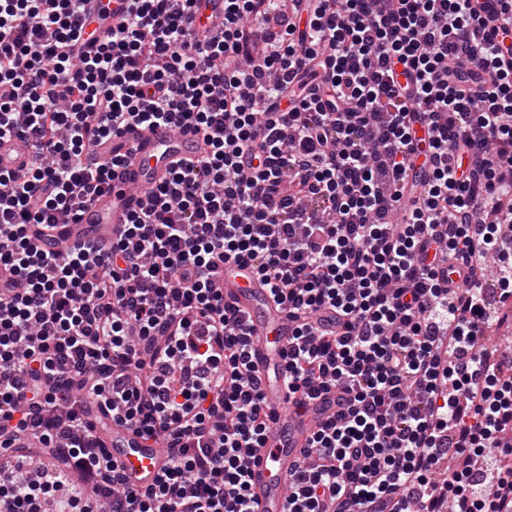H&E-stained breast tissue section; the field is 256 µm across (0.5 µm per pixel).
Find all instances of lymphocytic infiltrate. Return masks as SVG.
<instances>
[{
  "instance_id": "obj_1",
  "label": "lymphocytic infiltrate",
  "mask_w": 512,
  "mask_h": 512,
  "mask_svg": "<svg viewBox=\"0 0 512 512\" xmlns=\"http://www.w3.org/2000/svg\"><path fill=\"white\" fill-rule=\"evenodd\" d=\"M224 0L199 37L193 0H133L96 52L84 0H0V512H255L249 465L272 413L249 331L215 286L252 263L297 323L295 405L342 386L350 406L303 450L288 512H512V360L480 276L512 296V13L482 0ZM426 123L431 174L395 215ZM190 125L205 158L173 167L108 246L39 252L110 189L130 124ZM50 195L30 196L40 182ZM463 274L453 285L449 272ZM334 310L337 329L315 316ZM165 442L141 491L82 408ZM56 455L28 478L26 449ZM32 151V143L26 139L13 138L0 145V169H17L24 164Z\"/></svg>"
}]
</instances>
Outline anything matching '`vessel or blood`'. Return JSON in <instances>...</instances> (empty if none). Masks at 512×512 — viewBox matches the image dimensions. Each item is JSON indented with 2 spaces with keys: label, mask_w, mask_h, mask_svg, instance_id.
Wrapping results in <instances>:
<instances>
[{
  "label": "vessel or blood",
  "mask_w": 512,
  "mask_h": 512,
  "mask_svg": "<svg viewBox=\"0 0 512 512\" xmlns=\"http://www.w3.org/2000/svg\"><path fill=\"white\" fill-rule=\"evenodd\" d=\"M129 7V0L86 3L100 35L124 19ZM192 12L198 32L215 33L224 19V0H194ZM31 151V142L22 138L1 143L0 169L19 168ZM207 152L203 135L191 130L174 131L166 126L123 129L100 142L87 156L88 166L94 167L112 156L125 155L126 162L116 170L111 189L96 196L76 219L58 224L51 236L34 237L33 245L43 251H59L90 240L111 242L130 212L164 181L176 161L197 160ZM216 284L225 302L246 320L250 358L261 380L264 401L275 413L265 444L249 469L250 494L256 512H287L288 477L302 448L329 418L347 406L350 394L338 387L307 400L301 409L289 408L282 351L294 334L295 322L287 310L274 302L267 285L250 264L224 262L218 269ZM99 438L133 489L151 485L168 462L159 440L143 439L126 425L112 424L110 431L100 433Z\"/></svg>",
  "instance_id": "b4317fda"
}]
</instances>
